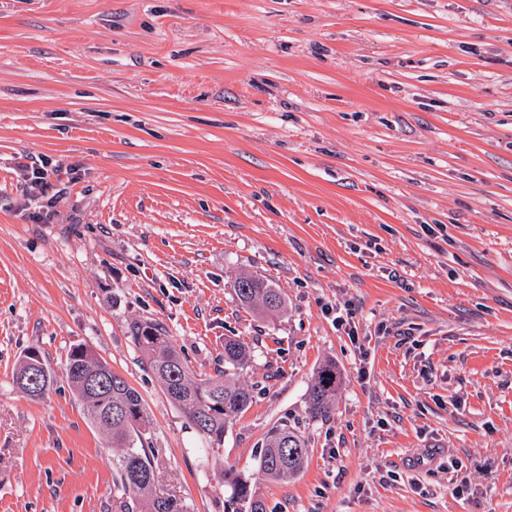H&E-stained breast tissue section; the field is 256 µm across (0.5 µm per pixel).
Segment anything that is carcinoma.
<instances>
[{"label":"carcinoma","instance_id":"obj_1","mask_svg":"<svg viewBox=\"0 0 512 512\" xmlns=\"http://www.w3.org/2000/svg\"><path fill=\"white\" fill-rule=\"evenodd\" d=\"M234 291L245 309L261 317L275 314L284 306L280 290L256 276L237 277ZM129 335L168 400L210 443L221 445L224 432L252 403V391L235 379V372L248 361L245 345L236 338H226L224 369L214 376L195 378L174 343L158 325L147 320L134 321L129 325ZM31 352L39 354L41 350L36 346L27 349L14 381L23 390L27 374L42 369V388L30 394L37 398L52 386L54 376L45 359H34L29 356ZM65 373L72 395L88 422L112 438V447L120 449L114 460L115 487L134 493L137 507L144 508V512H182L183 505L177 500L156 491L152 449L147 438L151 422L141 394L85 344L71 348ZM98 375L110 380V386L104 391L88 387V379ZM335 401L336 371L327 364L321 367L310 385L309 412L314 417H324L331 412ZM307 455L308 448L297 433L287 427L276 428L256 461V474L273 480L294 477L304 468ZM222 478L227 502L234 512H266L251 478L232 468L225 469Z\"/></svg>","mask_w":512,"mask_h":512}]
</instances>
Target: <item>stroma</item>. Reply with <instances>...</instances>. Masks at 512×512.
I'll use <instances>...</instances> for the list:
<instances>
[{
	"mask_svg": "<svg viewBox=\"0 0 512 512\" xmlns=\"http://www.w3.org/2000/svg\"><path fill=\"white\" fill-rule=\"evenodd\" d=\"M42 159L36 223L18 166ZM242 273L278 317L240 305ZM146 319L197 377L248 346L218 452L131 343ZM77 343L141 394L186 512H225L222 469L283 426L308 457L256 480L266 512H512V0H0V512L135 500L68 386ZM33 345L36 399L13 382ZM49 162L41 161L40 164H21L20 168L23 175L27 178L28 188L33 197L43 200L42 208H51L57 198L58 191L50 194L54 190V184L50 181V173L48 167ZM234 291L240 304L247 310L264 317L275 314L284 306V297L278 288L256 276H239ZM30 352H35L39 354V358L32 359V357L29 356ZM36 364L41 366V369L43 371V385L41 388V377L37 372L32 373L29 376V379L27 381L28 389L31 390H41L38 393H30L25 387L27 386L25 383V379L27 377V374L30 372H33L35 369H37ZM14 381L16 385L27 395H29L32 398L41 397L45 394V392L52 386L54 382V376L52 373V370L48 363L45 361V359L42 356L41 350L36 347L32 346L28 348L23 356V358L20 360L17 371L15 373ZM336 401V371L331 364L317 372L308 393L309 412L314 417L328 415Z\"/></svg>",
	"mask_w": 512,
	"mask_h": 512,
	"instance_id": "1",
	"label": "stroma"
}]
</instances>
